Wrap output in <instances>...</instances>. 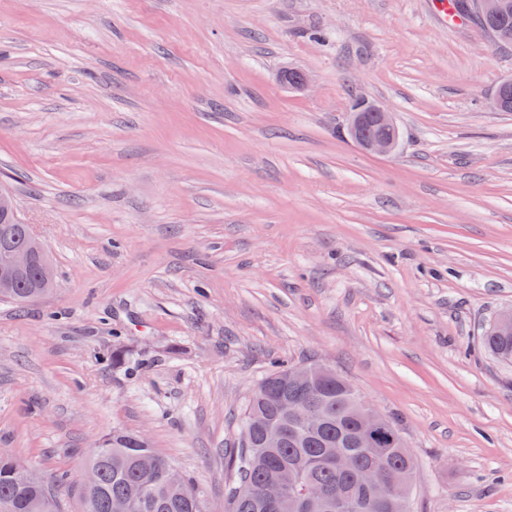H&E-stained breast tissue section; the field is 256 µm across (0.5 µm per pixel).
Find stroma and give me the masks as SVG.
Segmentation results:
<instances>
[{
    "mask_svg": "<svg viewBox=\"0 0 512 512\" xmlns=\"http://www.w3.org/2000/svg\"><path fill=\"white\" fill-rule=\"evenodd\" d=\"M441 2L0 0V189L57 271L0 300V451L76 475L138 432L224 512L247 398L318 362L400 428L413 512H512L478 343L512 309V46ZM361 97L391 155L348 136ZM361 100L362 105L351 112L350 130L355 134L360 146L367 152L381 156L391 154L395 150L399 140V131L391 112L378 103L370 102L365 98H361ZM365 104H368L370 110L375 112L380 131L367 139H362L356 132L361 124L359 113L364 112L362 107Z\"/></svg>",
    "mask_w": 512,
    "mask_h": 512,
    "instance_id": "1",
    "label": "stroma"
}]
</instances>
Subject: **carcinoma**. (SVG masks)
<instances>
[{
    "label": "carcinoma",
    "mask_w": 512,
    "mask_h": 512,
    "mask_svg": "<svg viewBox=\"0 0 512 512\" xmlns=\"http://www.w3.org/2000/svg\"><path fill=\"white\" fill-rule=\"evenodd\" d=\"M497 43H512V10L482 22ZM56 274L48 251L10 288H0V298L17 305L52 292ZM483 347L504 363H512V334L500 336L490 323L480 336ZM296 399L314 406L320 419L310 428L293 425L289 405ZM365 405L355 387L341 374L313 380L300 391L288 383V366L280 365L260 379L240 420V437L230 458L234 482L224 495V512H331L326 506L338 494L357 501L359 512H412L411 498L416 459L402 433L382 445L377 461L374 448L364 441ZM279 428L286 442L270 448L266 433ZM345 452L351 465L338 469L329 458ZM380 463L377 483L364 488L358 482L361 468ZM173 462L158 454L149 440L114 431L92 449L87 468L96 471L95 482L63 472L31 483L21 478L25 468L11 455L0 453V512H61L59 491L73 489L79 512H209L204 492L187 475L178 482L163 478ZM284 479L287 495L277 504L263 497L266 485Z\"/></svg>",
    "instance_id": "obj_1"
}]
</instances>
